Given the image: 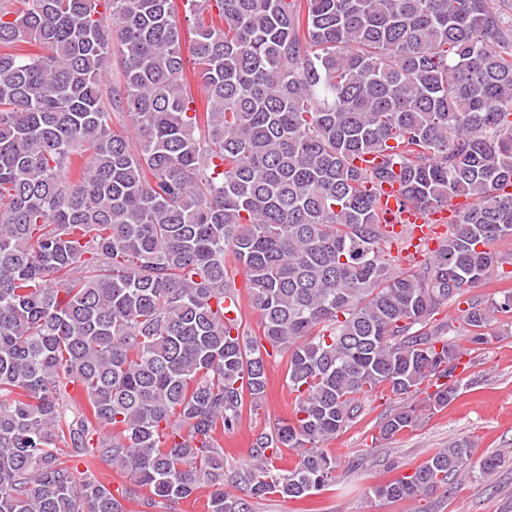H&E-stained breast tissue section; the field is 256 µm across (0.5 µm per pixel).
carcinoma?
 <instances>
[{
  "instance_id": "obj_1",
  "label": "carcinoma",
  "mask_w": 512,
  "mask_h": 512,
  "mask_svg": "<svg viewBox=\"0 0 512 512\" xmlns=\"http://www.w3.org/2000/svg\"><path fill=\"white\" fill-rule=\"evenodd\" d=\"M2 47L0 512H124L72 458L149 486L150 509L326 490L323 445L376 388L408 398L456 370L433 312L512 278L494 249L512 237V0H0ZM385 184L401 209L469 200L418 272L398 268L409 231L385 230ZM511 319L506 292L460 329L482 345ZM274 354L293 416L257 435L231 495L222 439ZM71 385L91 414H70ZM457 393L393 410L381 439ZM474 448L372 493L446 497Z\"/></svg>"
}]
</instances>
